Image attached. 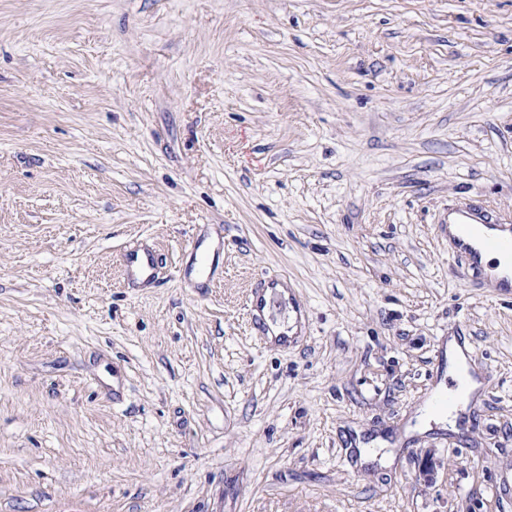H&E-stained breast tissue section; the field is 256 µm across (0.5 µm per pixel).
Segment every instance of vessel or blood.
Returning <instances> with one entry per match:
<instances>
[{"label": "vessel or blood", "mask_w": 512, "mask_h": 512, "mask_svg": "<svg viewBox=\"0 0 512 512\" xmlns=\"http://www.w3.org/2000/svg\"><path fill=\"white\" fill-rule=\"evenodd\" d=\"M449 223L455 231L448 236V255L456 261L462 277L484 281L496 293L512 292V276L486 277L481 263L483 254L499 253L512 258V233L504 234L499 222L470 200H456L448 209ZM123 265L129 277H153L156 259L149 251H127Z\"/></svg>", "instance_id": "b4317fda"}]
</instances>
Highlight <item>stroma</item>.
<instances>
[{
	"label": "stroma",
	"instance_id": "35a3bbf8",
	"mask_svg": "<svg viewBox=\"0 0 512 512\" xmlns=\"http://www.w3.org/2000/svg\"><path fill=\"white\" fill-rule=\"evenodd\" d=\"M460 196L512 225V0H0V512H512ZM123 265L129 277L145 275V279H151L154 275L156 259L150 251L130 250L123 255Z\"/></svg>",
	"mask_w": 512,
	"mask_h": 512
}]
</instances>
